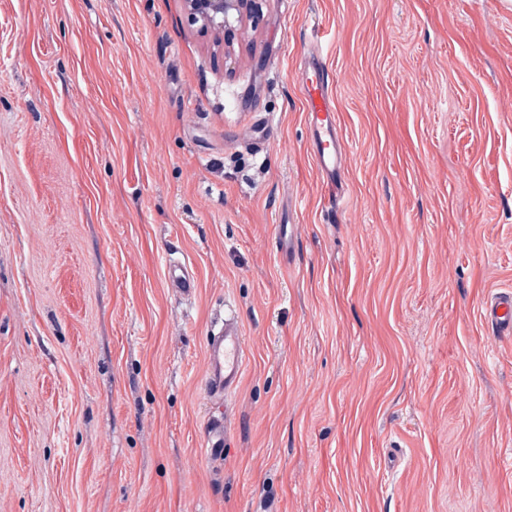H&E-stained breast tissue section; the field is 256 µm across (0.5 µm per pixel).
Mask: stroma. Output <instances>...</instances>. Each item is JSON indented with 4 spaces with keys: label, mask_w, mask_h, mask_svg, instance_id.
I'll return each mask as SVG.
<instances>
[{
    "label": "stroma",
    "mask_w": 512,
    "mask_h": 512,
    "mask_svg": "<svg viewBox=\"0 0 512 512\" xmlns=\"http://www.w3.org/2000/svg\"><path fill=\"white\" fill-rule=\"evenodd\" d=\"M507 289L512 0H264L229 49L183 0H0V512H512ZM332 84V73L325 65L318 61L304 64L302 96L314 143L313 157L328 188V202L334 205L342 193L337 182L341 181L346 167V153L337 134ZM167 276L171 288H175L181 295L189 297L195 292V278L190 275L185 266L169 265ZM486 319L492 330L502 336L512 335V292H501L486 308ZM244 340L235 315H224L219 331L207 342V383L212 401L221 403L239 386L243 372ZM228 432V422L222 417L211 418L206 426V448L212 460H221L224 454V439Z\"/></svg>",
    "instance_id": "obj_1"
}]
</instances>
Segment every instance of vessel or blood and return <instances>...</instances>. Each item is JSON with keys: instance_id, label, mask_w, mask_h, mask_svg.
Returning <instances> with one entry per match:
<instances>
[{"instance_id": "vessel-or-blood-1", "label": "vessel or blood", "mask_w": 512, "mask_h": 512, "mask_svg": "<svg viewBox=\"0 0 512 512\" xmlns=\"http://www.w3.org/2000/svg\"><path fill=\"white\" fill-rule=\"evenodd\" d=\"M332 84V73L325 65L317 61L305 63L302 79L304 110L314 143L313 157L331 202L341 193L338 183L346 167V153L337 134L332 105ZM167 276L170 286L181 295L194 294L196 282L186 267L169 266ZM486 319L499 335H512L511 291L496 294L486 308ZM243 353L240 324L235 315H226L221 329L211 332L207 342V383L212 401L222 402L237 389L243 372ZM227 432L226 419L214 417L208 421L206 447L212 460L222 458Z\"/></svg>"}]
</instances>
